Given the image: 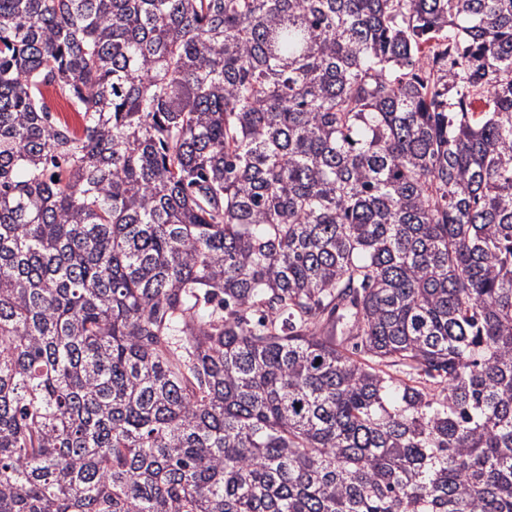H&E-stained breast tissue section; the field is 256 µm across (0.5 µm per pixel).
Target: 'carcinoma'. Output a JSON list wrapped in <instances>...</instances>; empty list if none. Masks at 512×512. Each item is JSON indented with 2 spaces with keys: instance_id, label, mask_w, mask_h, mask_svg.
Listing matches in <instances>:
<instances>
[{
  "instance_id": "cac0c4a2",
  "label": "carcinoma",
  "mask_w": 512,
  "mask_h": 512,
  "mask_svg": "<svg viewBox=\"0 0 512 512\" xmlns=\"http://www.w3.org/2000/svg\"><path fill=\"white\" fill-rule=\"evenodd\" d=\"M0 512H512V0H0Z\"/></svg>"
}]
</instances>
